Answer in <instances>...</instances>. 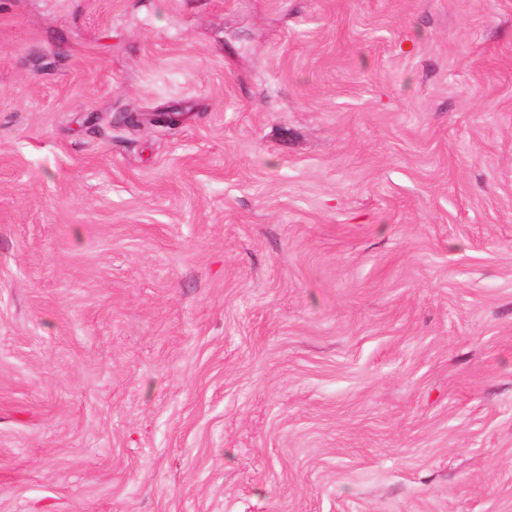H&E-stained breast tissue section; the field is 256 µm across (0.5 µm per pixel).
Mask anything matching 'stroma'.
Masks as SVG:
<instances>
[{
	"instance_id": "1",
	"label": "stroma",
	"mask_w": 512,
	"mask_h": 512,
	"mask_svg": "<svg viewBox=\"0 0 512 512\" xmlns=\"http://www.w3.org/2000/svg\"><path fill=\"white\" fill-rule=\"evenodd\" d=\"M0 512H512V0H0Z\"/></svg>"
}]
</instances>
